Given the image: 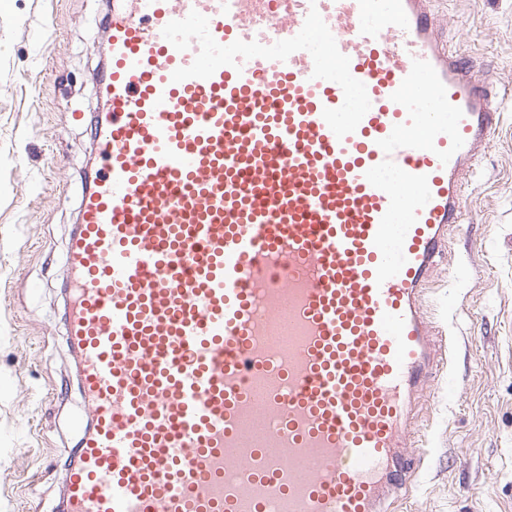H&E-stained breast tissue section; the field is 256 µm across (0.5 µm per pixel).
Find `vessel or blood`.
<instances>
[{
	"mask_svg": "<svg viewBox=\"0 0 512 512\" xmlns=\"http://www.w3.org/2000/svg\"><path fill=\"white\" fill-rule=\"evenodd\" d=\"M106 5L61 512H393L493 93L428 0Z\"/></svg>",
	"mask_w": 512,
	"mask_h": 512,
	"instance_id": "1",
	"label": "vessel or blood"
}]
</instances>
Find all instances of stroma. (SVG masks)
Here are the masks:
<instances>
[{
  "mask_svg": "<svg viewBox=\"0 0 512 512\" xmlns=\"http://www.w3.org/2000/svg\"><path fill=\"white\" fill-rule=\"evenodd\" d=\"M501 110L425 313L454 333L416 402L426 448L400 512H512V0H431ZM105 0H0V512H56L84 413L62 325L66 245L90 162Z\"/></svg>",
  "mask_w": 512,
  "mask_h": 512,
  "instance_id": "35a3bbf8",
  "label": "stroma"
}]
</instances>
